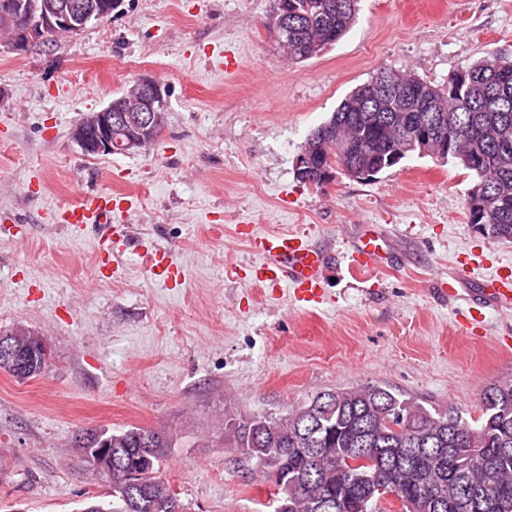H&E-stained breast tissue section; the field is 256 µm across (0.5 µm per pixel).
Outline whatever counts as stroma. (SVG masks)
Masks as SVG:
<instances>
[{"label": "stroma", "mask_w": 512, "mask_h": 512, "mask_svg": "<svg viewBox=\"0 0 512 512\" xmlns=\"http://www.w3.org/2000/svg\"><path fill=\"white\" fill-rule=\"evenodd\" d=\"M358 7L343 38L299 63L272 35L276 0H122L52 44L0 39V332L24 326L51 348L39 376L0 370V512L109 499L77 439L130 426L169 438L161 475L184 512H272L253 460L224 447L225 416L279 417L378 385L471 419L484 390L512 376V349L499 346L512 312L479 299L487 276L512 267V242L470 224L465 170L413 155L370 182L296 176L311 131L381 70L437 85L512 53V0ZM144 77L165 89L159 141L85 155L73 127ZM108 188L133 196L113 217L130 235L113 234V274L97 282L98 228L55 215ZM247 224L326 252L317 309L256 280ZM368 224L389 260L357 273L348 253ZM152 250L170 252L184 280L152 276Z\"/></svg>", "instance_id": "1"}]
</instances>
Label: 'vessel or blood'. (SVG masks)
Instances as JSON below:
<instances>
[{"label": "vessel or blood", "mask_w": 512, "mask_h": 512, "mask_svg": "<svg viewBox=\"0 0 512 512\" xmlns=\"http://www.w3.org/2000/svg\"><path fill=\"white\" fill-rule=\"evenodd\" d=\"M121 192L82 194L78 203L65 209L60 220L81 228L95 224L103 229L101 242L112 239V205L121 201ZM252 245L261 258L259 271L264 282L275 287L290 285L293 294L304 308L313 310L324 300L321 269L325 254L305 237L296 233L253 235ZM385 252L384 239L372 229L366 230L354 246L350 260L354 267L368 269L376 266ZM482 295L492 305L512 308V277L497 274L486 278Z\"/></svg>", "instance_id": "vessel-or-blood-1"}]
</instances>
